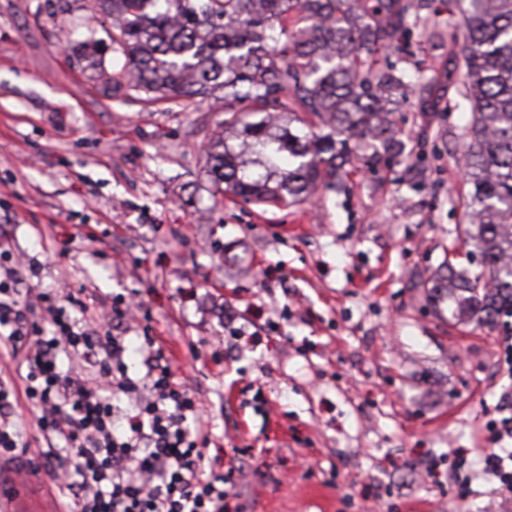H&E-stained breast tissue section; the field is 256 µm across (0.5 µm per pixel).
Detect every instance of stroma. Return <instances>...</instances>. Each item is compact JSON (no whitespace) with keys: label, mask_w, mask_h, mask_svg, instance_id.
Masks as SVG:
<instances>
[{"label":"stroma","mask_w":512,"mask_h":512,"mask_svg":"<svg viewBox=\"0 0 512 512\" xmlns=\"http://www.w3.org/2000/svg\"><path fill=\"white\" fill-rule=\"evenodd\" d=\"M426 29L380 51L433 77L392 120L404 154L339 194L269 207L215 198L205 150L224 102L106 89L98 0H0V246L67 286L88 324L141 304L123 335L162 338L200 401L208 454L235 466L228 512H512L483 471L512 375L495 329L428 299L469 191L465 45L435 0ZM99 42L101 66L80 60Z\"/></svg>","instance_id":"35a3bbf8"}]
</instances>
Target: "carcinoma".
Here are the masks:
<instances>
[{
  "label": "carcinoma",
  "instance_id": "cac0c4a2",
  "mask_svg": "<svg viewBox=\"0 0 512 512\" xmlns=\"http://www.w3.org/2000/svg\"><path fill=\"white\" fill-rule=\"evenodd\" d=\"M112 13V93L150 101L224 100V135L206 173L257 205L341 193L356 163L404 145L388 104L422 77L394 65L359 78L363 54L396 47L427 0H99ZM462 67L472 121L464 243L439 267L430 299L495 328L512 317V0H467ZM307 115L303 119L298 113Z\"/></svg>",
  "mask_w": 512,
  "mask_h": 512
}]
</instances>
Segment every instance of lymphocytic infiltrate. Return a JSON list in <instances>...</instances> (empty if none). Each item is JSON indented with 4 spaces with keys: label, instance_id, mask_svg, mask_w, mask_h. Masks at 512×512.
<instances>
[{
    "label": "lymphocytic infiltrate",
    "instance_id": "1",
    "mask_svg": "<svg viewBox=\"0 0 512 512\" xmlns=\"http://www.w3.org/2000/svg\"><path fill=\"white\" fill-rule=\"evenodd\" d=\"M20 281L12 254L0 250V347L22 367L0 376V459L29 453L14 411L22 395L39 435L63 448L45 466L62 479L65 512H224L233 474L203 468L209 436L199 402L164 342L140 336L143 370L130 374L124 337L66 316L50 294H23ZM65 357L83 359L91 376L63 369Z\"/></svg>",
    "mask_w": 512,
    "mask_h": 512
}]
</instances>
